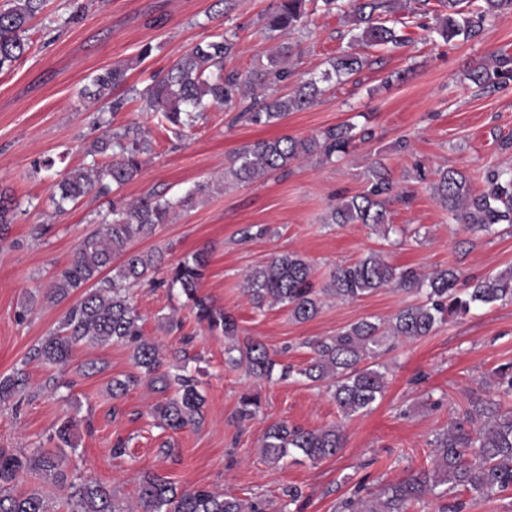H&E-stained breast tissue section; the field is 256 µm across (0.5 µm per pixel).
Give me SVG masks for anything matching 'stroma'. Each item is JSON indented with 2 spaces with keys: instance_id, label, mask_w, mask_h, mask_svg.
Listing matches in <instances>:
<instances>
[{
  "instance_id": "obj_1",
  "label": "stroma",
  "mask_w": 512,
  "mask_h": 512,
  "mask_svg": "<svg viewBox=\"0 0 512 512\" xmlns=\"http://www.w3.org/2000/svg\"><path fill=\"white\" fill-rule=\"evenodd\" d=\"M273 0H49L30 23L32 48L13 69L0 73V187L19 207L0 241V376L25 367L28 380L20 404H0V450L20 454L35 446L55 448L52 436L64 418L75 423L71 467L136 504L138 482L151 472L176 486L206 488L241 498L282 503L284 492L301 490L300 512H340V502L358 484L377 487L433 464L431 442L462 414L472 393L498 366L512 363V303L472 309L439 325L430 335L403 343L384 356L386 390L364 412L343 416L324 384L302 378L257 379L227 363L232 341L200 325L183 297L163 286L141 284L129 296L146 336L162 349L163 370L186 359L205 398L199 426L172 432L150 414L165 392L141 378L113 399V380L136 374L132 351L122 342H85L63 366L26 363L30 348L60 325L66 304L47 302L53 274L69 264L89 231L110 216V201H132L159 191L176 198L197 183L223 175L235 153L260 139L309 137L339 124L365 126L372 139L356 143L334 162L307 160L251 184L218 186L188 210L177 211L136 251H163L166 264L205 252L208 266L200 295L237 320L240 337L266 345L282 365L305 366L312 341L336 335L365 318L387 320L418 303L416 292L389 285L356 301L325 299L306 322L287 310L257 312L243 291L245 274L283 252H297L314 265L319 282L337 266L372 251L393 266L427 272L453 269L482 276L512 267V228L494 235L450 223L427 184L414 177L415 164L428 172L462 171L482 187L485 168L512 166V78L493 92L480 90L468 71L512 57V11L505 10L474 40L445 44L421 30V16L401 9L389 17L407 42L399 48H357L342 14L317 10L307 24L289 32L295 55L292 80L321 78L333 57L360 50L368 67L344 81H323V94L308 109L269 125L230 124L215 108L186 135L161 127L137 91L199 43L233 30L238 51L225 69L241 72L264 63L283 36L268 31ZM153 51L136 55L143 44ZM130 65L126 86L117 90L123 107L96 114L81 91L113 64ZM111 130H140L149 143L141 173L111 199L86 196L65 212L52 202L55 183L67 171L93 162L88 150L102 136L96 117ZM51 157L53 170L36 167ZM384 164L394 181L387 206L389 236L362 224H330V210L370 186V170ZM251 225L267 235L240 242ZM259 394L260 410L239 420V398ZM285 421L307 429L339 425L344 446L337 456L311 462L302 456L269 463L261 453L267 427ZM124 441L127 453L113 457ZM170 442L174 455L160 447Z\"/></svg>"
}]
</instances>
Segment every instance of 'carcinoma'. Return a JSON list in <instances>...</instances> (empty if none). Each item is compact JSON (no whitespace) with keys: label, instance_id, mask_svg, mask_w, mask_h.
Segmentation results:
<instances>
[{"label":"carcinoma","instance_id":"1","mask_svg":"<svg viewBox=\"0 0 512 512\" xmlns=\"http://www.w3.org/2000/svg\"><path fill=\"white\" fill-rule=\"evenodd\" d=\"M47 0H6L0 6V72L23 58L30 48L26 33L30 21L46 6ZM322 5L328 13L336 11L352 17L358 33L354 40L366 46L394 47L405 38L382 16L395 12V0H276L266 15L265 27L271 32H287L306 23L307 5ZM512 10V0H438L435 25L420 28L436 34L444 42L479 37L485 26L503 10ZM236 48V35H223L205 45H197L179 59L165 75L152 77L151 83L137 94L155 113L158 124L173 129L191 127L198 117L213 107L241 109L250 123L260 125L280 120L290 112L313 104L322 90L311 77L294 84L287 93L259 97L256 88L285 83L291 76L285 60L292 58L293 46L279 44L268 59L249 73L224 71V59ZM512 59L500 57L495 65H481L469 73V79L483 90L496 89L503 70ZM367 58L344 53L330 62L338 77L349 78L363 70ZM129 70L115 64L93 77L92 99L107 98L112 89L123 85ZM370 133L355 131L348 124L331 126L320 134L297 138L281 136L257 140L243 146L224 175L238 184L251 183L277 171H286L296 161L316 156L331 161L349 152L356 141ZM148 142L130 131L105 133L94 141L90 153H111L112 160L102 165L69 170L58 181L54 195L56 210L66 211L88 194L106 196L111 188H120L141 171V155ZM485 188L474 190L460 171L437 172L432 183L433 196L448 211V218L471 232L490 234L501 224L512 226V167H489L484 173ZM210 184L201 182L182 197L168 199L149 194L130 204L112 203V219L101 229L86 235L74 259L57 272L47 299L60 304L78 290L80 298L65 313L60 333L34 345L28 359L46 365L64 364L82 342H124L133 347V360L145 376L161 382L162 389L174 388L166 402L153 408L157 427L179 431L196 426L203 419L205 398L197 380L183 373H159L162 355L159 345L144 337L141 317L130 302L129 289L142 282L153 283L161 270V252H130L131 244L154 234L160 224L169 222L178 210L192 206L208 192ZM393 181L388 169L373 167L370 187L343 200L327 219L329 224H365L390 232L387 201ZM14 200L0 190V235L12 223ZM118 266H113L117 259ZM207 257L198 252L166 270L162 283L177 289L195 312L198 323L224 335H238L233 316L213 307L199 295L205 277ZM398 284L424 295V301L406 306L389 323L362 319L344 331L314 343L313 357L297 374L311 383L324 382L341 413L348 417L367 410L385 392L386 373L379 359L397 343L431 334L452 319L468 315L472 308L497 302L512 303V267L480 278L461 279L451 269L421 276L411 269L401 270L382 256L371 253L353 263L337 267L329 281L315 285L313 264L295 252L272 257L253 268L245 278V292L253 307L281 306L296 322L313 319L320 311L322 298L354 301L380 288ZM238 356H233V353ZM231 363H243L259 379L273 376L276 362L261 342L245 338L227 351ZM498 393L512 396V364L495 369ZM25 388L23 370L0 377V404L12 400ZM260 406L256 394L240 398L239 416L251 418ZM75 424L66 419L56 430L54 451L34 448L28 453L0 452V512H51L41 491L16 489L25 472H35L67 489L68 512H126L125 507L106 486L77 477L69 468L65 449L73 447ZM433 466L421 469L396 482L388 483L366 495H356L342 503L341 512H411V508L447 495L454 497L448 512H464L466 502L460 495L492 497L512 489V408L474 393L463 415L453 418L448 428L433 440ZM266 460L277 464L294 454L312 462L336 456L343 448L342 430L336 426L305 429L277 422L266 430L262 442ZM140 512H268L261 499H242L206 489H180L171 481L154 474L141 476L138 487Z\"/></svg>","mask_w":512,"mask_h":512}]
</instances>
